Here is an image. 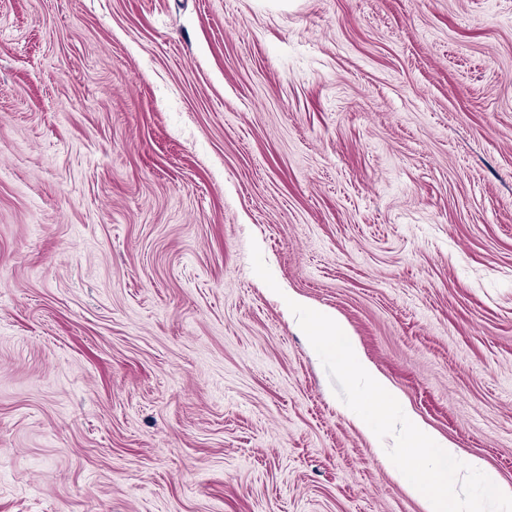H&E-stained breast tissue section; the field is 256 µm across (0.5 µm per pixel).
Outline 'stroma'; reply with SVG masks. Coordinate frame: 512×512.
<instances>
[{"mask_svg": "<svg viewBox=\"0 0 512 512\" xmlns=\"http://www.w3.org/2000/svg\"><path fill=\"white\" fill-rule=\"evenodd\" d=\"M288 292L512 483V0H0V512H422Z\"/></svg>", "mask_w": 512, "mask_h": 512, "instance_id": "obj_1", "label": "stroma"}]
</instances>
